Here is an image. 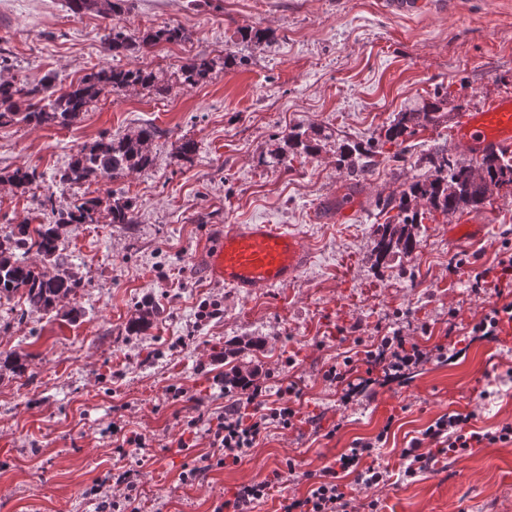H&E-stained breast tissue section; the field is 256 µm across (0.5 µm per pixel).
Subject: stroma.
I'll return each mask as SVG.
<instances>
[{
    "mask_svg": "<svg viewBox=\"0 0 512 512\" xmlns=\"http://www.w3.org/2000/svg\"><path fill=\"white\" fill-rule=\"evenodd\" d=\"M181 28L176 44L150 55L105 51L111 29L132 36ZM261 29L263 42L241 41ZM237 62L216 67L195 86L181 70L205 55ZM0 77L60 85L112 67L149 66L162 91H103L68 127L0 126V235L18 224L49 220L38 198L56 207L73 197L122 193L133 224L100 212L90 224L64 228L57 255L83 281L77 297L50 311L19 296H0V512H98L112 488L93 481L133 470L140 512H213L241 485L282 472L260 512H277L280 495H304L303 474L333 463L356 441L380 440L392 469L401 451L439 416L477 411L475 428L512 422V327L500 341H476L452 362L417 369L406 386L377 388L343 405L322 374L334 360L361 359L364 340L402 327L420 344L443 341L448 310L469 324L512 294L471 293L448 262L467 256L493 263L504 226H512V189L491 194L477 217L481 237L452 236L460 213L435 211L414 230L418 245L380 265L374 227L386 216L379 201L397 198L420 175L419 155L449 147L456 116L512 94V0H433L425 9L392 14L382 0H125L105 18L76 13L67 0H0ZM447 89L443 117L417 128L403 152L384 145L367 173L337 162L342 142L378 139L397 115L421 109ZM156 128L150 169L115 180L96 178L72 189L52 182L21 191L9 177L20 166L53 174L78 149L141 125ZM301 127L322 143L319 153L288 154L282 131ZM197 142L192 159L180 144ZM358 203L354 217L331 214L333 199ZM281 224L301 236L309 260L286 287L243 295L211 282L200 263L211 235L228 224ZM221 304L200 319L204 303ZM262 338L263 348L250 346ZM276 389L296 384V429L271 430L237 464L182 484L184 465L210 455L206 435L187 430L212 422L242 391L225 383L232 369ZM183 395L173 398L172 388ZM146 434L143 462L123 455L113 423ZM295 459L298 472L287 475ZM382 512H512V443L459 457L447 471L400 479L379 494Z\"/></svg>",
    "mask_w": 512,
    "mask_h": 512,
    "instance_id": "obj_1",
    "label": "stroma"
}]
</instances>
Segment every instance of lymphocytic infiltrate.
<instances>
[{"mask_svg": "<svg viewBox=\"0 0 512 512\" xmlns=\"http://www.w3.org/2000/svg\"><path fill=\"white\" fill-rule=\"evenodd\" d=\"M468 268L467 286L478 292L490 287L500 288L502 278L512 273V242L503 241L495 265L472 270L463 258L453 259L450 271ZM458 355L455 344L423 346L405 336L401 328H394L380 336L364 352L361 365L352 360L336 361L327 366L323 378L329 384L341 387L343 403L364 395L374 384L382 386L408 384L413 369L432 361H451ZM245 402L225 408L217 425L208 427L206 434L217 448V465L239 463L249 456L252 448L266 437L270 428H293L297 411L294 407L271 400L266 386L248 381L244 383ZM476 412L452 411L445 414L403 449L402 475L414 478L449 467L452 461L476 449L497 443L512 442V422L497 426L495 431L474 428ZM374 446L369 442L354 443L334 463L322 467L310 476L311 484L305 496L285 497L279 503L280 512H358L353 497L340 482L341 473L351 471L363 488L373 490L390 484L393 477L389 465L373 462ZM370 465H363V458Z\"/></svg>", "mask_w": 512, "mask_h": 512, "instance_id": "f902f5d3", "label": "lymphocytic infiltrate"}]
</instances>
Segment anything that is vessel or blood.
<instances>
[{"label": "vessel or blood", "mask_w": 512, "mask_h": 512, "mask_svg": "<svg viewBox=\"0 0 512 512\" xmlns=\"http://www.w3.org/2000/svg\"><path fill=\"white\" fill-rule=\"evenodd\" d=\"M454 148L476 155L512 148V95L462 112L450 129ZM301 238L280 224H235L214 235L204 252L211 281L245 292L290 283L306 264Z\"/></svg>", "instance_id": "obj_1"}]
</instances>
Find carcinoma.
<instances>
[{
	"label": "carcinoma",
	"instance_id": "cac0c4a2",
	"mask_svg": "<svg viewBox=\"0 0 512 512\" xmlns=\"http://www.w3.org/2000/svg\"><path fill=\"white\" fill-rule=\"evenodd\" d=\"M122 0H69V7L78 13L95 10L109 18L120 8ZM183 34L178 27H166L131 39L122 31L110 34L105 50L113 55L140 53L159 43H177ZM216 62L205 56L196 58L182 69V84L194 86L209 77ZM158 84L157 76L143 68H111L84 76L76 83L62 88L51 76L37 81H0V125L12 122L35 126L68 127L78 120L100 93L109 88L119 92L130 87L149 89ZM439 102L428 103L418 112H402L385 131L387 141L398 146L405 137L416 133V128L436 124L441 118ZM156 129L150 125L139 127L119 139L102 138L83 146L63 168L52 175L60 187L81 185L91 177L110 180L127 172L144 171L153 166L150 144ZM288 146L299 154L319 152L315 139L297 127L281 132ZM363 153L359 143L339 146V163L355 166L353 157ZM419 163L426 169L421 178L406 185L399 200L388 199L384 207L397 214L377 225L376 251L378 261L385 262L398 253L409 254L416 249L413 233L422 223L424 211L452 214L457 211H478L487 199L488 187L512 188V155H489L480 167L465 164L448 154L445 148H434L422 154ZM481 170L483 183L474 181V170ZM18 189H27L44 181V173L35 167H19L9 177ZM40 206L51 211L48 223L32 229L28 224L18 225V232L0 238V294L22 293L29 307L49 311L61 298L74 296L85 284L62 269L51 271L64 227L69 224H91L94 215L104 211L113 224L136 223V212L131 201L109 192L103 198H76L65 210L53 207L52 196L47 195ZM36 252L44 260L39 267L28 263L26 255Z\"/></svg>",
	"mask_w": 512,
	"mask_h": 512
}]
</instances>
